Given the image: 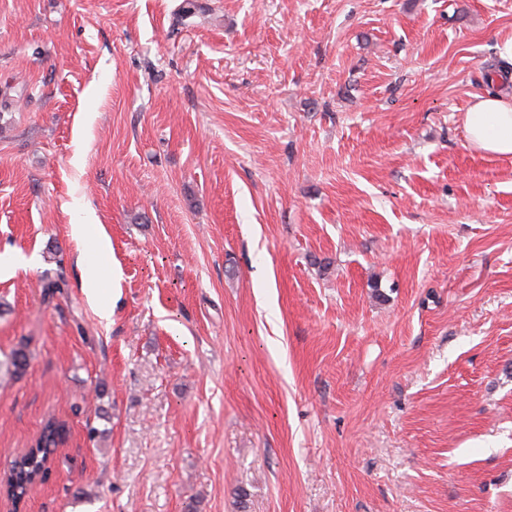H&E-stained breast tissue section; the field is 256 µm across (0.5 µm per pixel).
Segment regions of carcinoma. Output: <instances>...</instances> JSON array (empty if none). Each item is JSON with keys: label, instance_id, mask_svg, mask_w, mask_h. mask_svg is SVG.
<instances>
[{"label": "carcinoma", "instance_id": "obj_1", "mask_svg": "<svg viewBox=\"0 0 512 512\" xmlns=\"http://www.w3.org/2000/svg\"><path fill=\"white\" fill-rule=\"evenodd\" d=\"M29 357L22 349L10 353L5 361L6 372L12 377L24 374ZM67 433L64 424L53 418L48 419L35 443L18 456L0 477V490L16 503L21 502L37 483L45 480L49 471L48 458Z\"/></svg>", "mask_w": 512, "mask_h": 512}]
</instances>
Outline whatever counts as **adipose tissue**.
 <instances>
[{"label":"adipose tissue","instance_id":"obj_1","mask_svg":"<svg viewBox=\"0 0 512 512\" xmlns=\"http://www.w3.org/2000/svg\"><path fill=\"white\" fill-rule=\"evenodd\" d=\"M465 126L473 147L512 156V100L492 92L476 96L465 114Z\"/></svg>","mask_w":512,"mask_h":512}]
</instances>
